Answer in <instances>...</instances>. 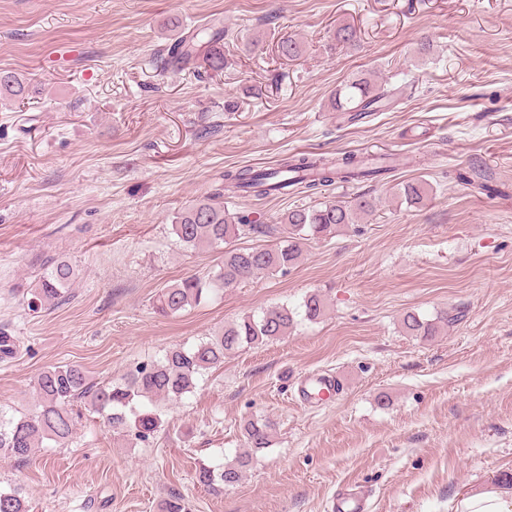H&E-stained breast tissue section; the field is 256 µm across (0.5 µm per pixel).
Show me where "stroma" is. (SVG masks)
I'll return each mask as SVG.
<instances>
[{"label": "stroma", "instance_id": "35a3bbf8", "mask_svg": "<svg viewBox=\"0 0 512 512\" xmlns=\"http://www.w3.org/2000/svg\"><path fill=\"white\" fill-rule=\"evenodd\" d=\"M214 23L223 70L161 69L179 33ZM344 25L354 46L336 42ZM288 35L298 58L277 50ZM0 70L27 85L0 99V333L17 344L0 359L1 408L33 411L51 366L113 381L244 314L326 302L317 321L210 369L166 407L153 444L85 409L67 447L0 456V488L22 485L28 512H162L174 493L190 512H332L350 485L369 512H453L512 473V0H0ZM356 78L413 90L352 123L331 102ZM389 149L405 166L381 181L225 196L255 224L358 195L375 207L308 241L287 274L155 313L162 288L221 260L183 246L172 222L226 170ZM408 179L428 183L424 206L398 197ZM56 259L78 273L68 298L30 311ZM410 310L450 323L409 336ZM326 372L335 399L299 402L297 378ZM256 415L275 422L272 447L237 485H199L200 467L242 451Z\"/></svg>", "mask_w": 512, "mask_h": 512}]
</instances>
